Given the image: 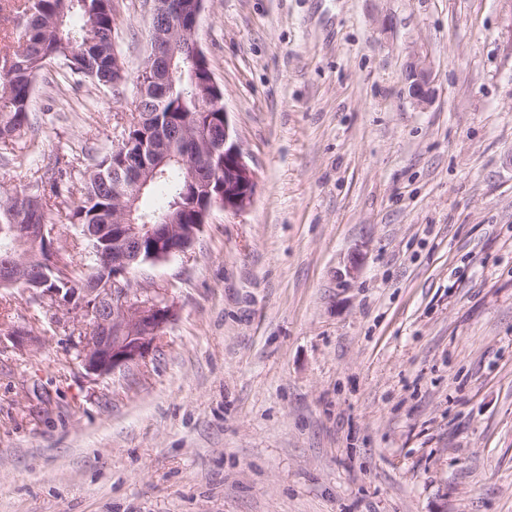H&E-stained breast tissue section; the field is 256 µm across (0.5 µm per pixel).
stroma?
<instances>
[{
    "mask_svg": "<svg viewBox=\"0 0 512 512\" xmlns=\"http://www.w3.org/2000/svg\"><path fill=\"white\" fill-rule=\"evenodd\" d=\"M113 7L133 75L151 2ZM196 38L254 200L145 270L178 317L140 367L0 288V512H512V5L209 0ZM133 110L48 67L0 193ZM409 93L420 108H426L432 101V71L426 56H414L409 64Z\"/></svg>",
    "mask_w": 512,
    "mask_h": 512,
    "instance_id": "1",
    "label": "stroma"
}]
</instances>
